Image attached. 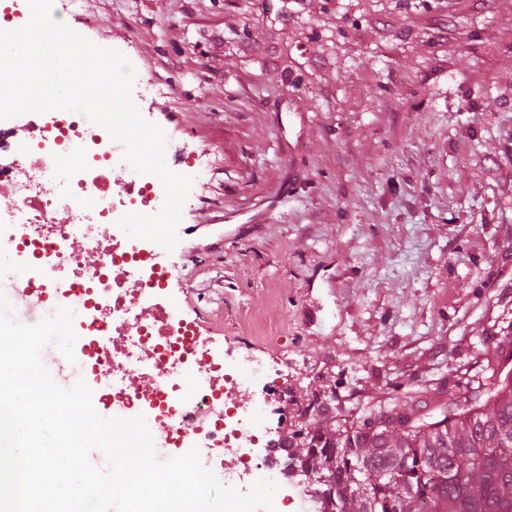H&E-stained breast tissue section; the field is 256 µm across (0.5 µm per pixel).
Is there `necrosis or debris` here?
<instances>
[{
  "label": "necrosis or debris",
  "mask_w": 512,
  "mask_h": 512,
  "mask_svg": "<svg viewBox=\"0 0 512 512\" xmlns=\"http://www.w3.org/2000/svg\"><path fill=\"white\" fill-rule=\"evenodd\" d=\"M29 143L38 159L26 171L14 127L0 120V184L13 189L0 202V223L45 233L57 267L73 270V301L97 338L92 368L119 375L104 401L118 406L123 417L153 419L159 459H167L169 445L196 446L204 451L203 465L240 493H248L257 479L274 480L276 512H288L293 500L315 497L313 481L296 480L270 452L272 440L263 427L261 413L282 370L252 354L225 356L202 339L197 326L168 302L167 278L152 270L145 246L114 233L123 215L161 209V182L133 173L109 180L123 147L81 113L49 111L34 124ZM61 171L62 189L43 195L42 177ZM60 210L71 214V222L55 223ZM135 274L139 285L128 289L126 279ZM246 384L256 389L250 402L230 403V395ZM229 448L235 451L230 458Z\"/></svg>",
  "instance_id": "1"
}]
</instances>
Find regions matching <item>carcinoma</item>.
I'll return each mask as SVG.
<instances>
[{
    "instance_id": "obj_1",
    "label": "carcinoma",
    "mask_w": 512,
    "mask_h": 512,
    "mask_svg": "<svg viewBox=\"0 0 512 512\" xmlns=\"http://www.w3.org/2000/svg\"><path fill=\"white\" fill-rule=\"evenodd\" d=\"M512 351H478L451 404L404 397L281 439L288 468L321 485L318 512H512Z\"/></svg>"
}]
</instances>
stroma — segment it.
<instances>
[{"instance_id": "1", "label": "stroma", "mask_w": 512, "mask_h": 512, "mask_svg": "<svg viewBox=\"0 0 512 512\" xmlns=\"http://www.w3.org/2000/svg\"><path fill=\"white\" fill-rule=\"evenodd\" d=\"M193 177L169 295L288 366L267 421L476 371L512 323V0H54ZM287 328L246 332L272 308Z\"/></svg>"}]
</instances>
